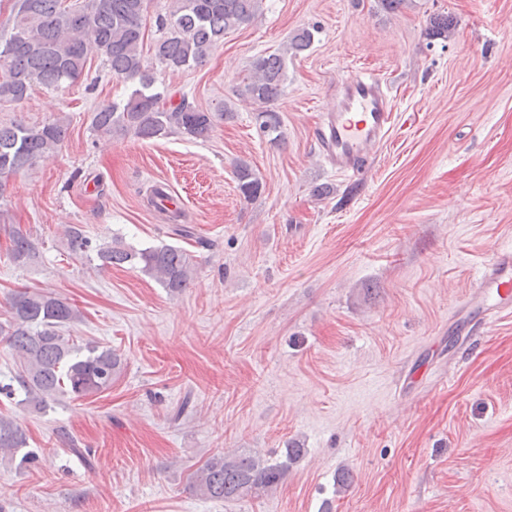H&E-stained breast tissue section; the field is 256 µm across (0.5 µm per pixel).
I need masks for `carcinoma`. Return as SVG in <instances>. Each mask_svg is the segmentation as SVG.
I'll return each mask as SVG.
<instances>
[{
	"label": "carcinoma",
	"mask_w": 512,
	"mask_h": 512,
	"mask_svg": "<svg viewBox=\"0 0 512 512\" xmlns=\"http://www.w3.org/2000/svg\"><path fill=\"white\" fill-rule=\"evenodd\" d=\"M152 0H16L8 38L0 43V56L7 60L0 73V105L25 100L36 84L46 88L73 83L84 75L94 57L101 59L112 75L134 84L126 98L103 103L91 112L90 126L101 137L132 134L142 140H157L174 134L205 139L215 118L224 119L231 109L196 108L186 98L175 103L157 91L155 78L145 59L144 21ZM165 12L157 13L153 45L155 59L171 70L202 65L227 32L255 20L262 0H166ZM317 29L297 31L281 54L253 59L247 77L235 95L257 105L259 131L273 145L283 140L282 121L273 105L282 96L287 80L285 56L306 51ZM70 119L28 124L14 120L0 123V179L32 168L57 151L69 135ZM237 188L252 201L262 182L251 166L239 161L234 167ZM62 242L68 253L98 260L104 266L130 264L162 287L175 293L189 287L196 275L187 250L168 244L136 249L115 235L107 245H96L84 231L70 226ZM28 234L12 235L11 256L25 261L36 254ZM81 320V313L68 301L50 293L19 291L8 299V319L0 323V337L13 351L17 372L0 394L20 391L22 402L37 411L61 395L73 399L98 395L112 387L120 374L121 356L107 347L75 343L66 335ZM21 427L0 418V464L23 467L37 460L26 450ZM301 449L288 448L285 455L263 459L255 455L214 456L195 473L193 489L203 499L235 502L258 498L279 486Z\"/></svg>",
	"instance_id": "1"
}]
</instances>
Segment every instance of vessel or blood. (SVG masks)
Listing matches in <instances>:
<instances>
[{
	"label": "vessel or blood",
	"instance_id": "obj_1",
	"mask_svg": "<svg viewBox=\"0 0 512 512\" xmlns=\"http://www.w3.org/2000/svg\"><path fill=\"white\" fill-rule=\"evenodd\" d=\"M393 120L390 98L376 77L351 72L336 84V107L322 113L316 127L319 153L337 173L364 177L375 149ZM459 335H475L477 326L512 314V248L496 251L475 277Z\"/></svg>",
	"mask_w": 512,
	"mask_h": 512
}]
</instances>
